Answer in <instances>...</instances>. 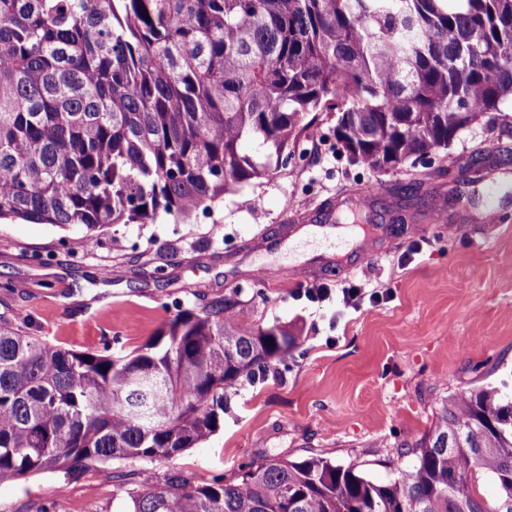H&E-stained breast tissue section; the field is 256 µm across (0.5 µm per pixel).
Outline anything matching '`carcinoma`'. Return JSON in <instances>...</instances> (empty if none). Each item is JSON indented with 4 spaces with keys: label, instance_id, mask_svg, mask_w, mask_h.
Wrapping results in <instances>:
<instances>
[{
    "label": "carcinoma",
    "instance_id": "carcinoma-1",
    "mask_svg": "<svg viewBox=\"0 0 512 512\" xmlns=\"http://www.w3.org/2000/svg\"><path fill=\"white\" fill-rule=\"evenodd\" d=\"M512 101V0H0V218L91 242L186 222L292 159L319 112L376 172L415 164ZM258 140L264 152L249 153ZM232 295L129 353L0 318V482L172 458L224 424L228 389L296 344ZM416 462L375 482L318 457L237 480L112 487L116 512H512V396H448ZM497 488L488 502L480 482Z\"/></svg>",
    "mask_w": 512,
    "mask_h": 512
}]
</instances>
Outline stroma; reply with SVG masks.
<instances>
[{
  "instance_id": "35a3bbf8",
  "label": "stroma",
  "mask_w": 512,
  "mask_h": 512,
  "mask_svg": "<svg viewBox=\"0 0 512 512\" xmlns=\"http://www.w3.org/2000/svg\"><path fill=\"white\" fill-rule=\"evenodd\" d=\"M335 124V113H319L321 141L302 134L288 165L190 221L114 224L91 251L80 228L0 220V281L14 286L0 293V316L49 343L83 350L116 338L129 352L177 309L230 292L250 319L299 336L264 382L234 390L207 441L75 480L45 472L0 484V512H113L115 475L131 488L146 471L230 482L273 457L323 456L386 482L414 464L413 446L449 395L488 383L512 392V125L479 121L429 162L376 173L342 151ZM472 157L485 166L465 187L468 204L453 206L458 164ZM362 192L366 213L389 227L373 254L347 239L299 238L304 226L344 224L346 201ZM414 243L419 252L399 267ZM341 280L391 297L353 311L295 296Z\"/></svg>"
}]
</instances>
